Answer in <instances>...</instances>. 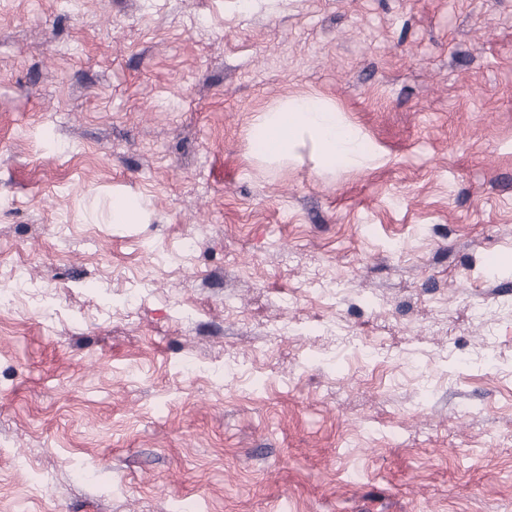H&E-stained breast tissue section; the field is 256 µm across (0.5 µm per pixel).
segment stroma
<instances>
[{"label": "stroma", "mask_w": 512, "mask_h": 512, "mask_svg": "<svg viewBox=\"0 0 512 512\" xmlns=\"http://www.w3.org/2000/svg\"><path fill=\"white\" fill-rule=\"evenodd\" d=\"M300 96L376 161L260 160ZM18 266L0 512H512V0H0ZM144 209L141 203L117 198L112 204V221L116 224H137ZM336 336V349L343 350L350 346H358V349L363 353V355L367 358H378L383 354L384 346L376 341L372 340H360L359 342H355V340L350 336V332L347 328L337 322L336 330L332 334Z\"/></svg>", "instance_id": "1"}]
</instances>
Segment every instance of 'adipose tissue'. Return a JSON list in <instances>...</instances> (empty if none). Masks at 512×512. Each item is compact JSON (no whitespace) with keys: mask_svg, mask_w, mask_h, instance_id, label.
<instances>
[{"mask_svg":"<svg viewBox=\"0 0 512 512\" xmlns=\"http://www.w3.org/2000/svg\"><path fill=\"white\" fill-rule=\"evenodd\" d=\"M250 140L258 157L268 162L290 159L307 142L329 169L362 166L372 160L358 133L335 108L313 98L291 100L258 114Z\"/></svg>","mask_w":512,"mask_h":512,"instance_id":"obj_1","label":"adipose tissue"}]
</instances>
